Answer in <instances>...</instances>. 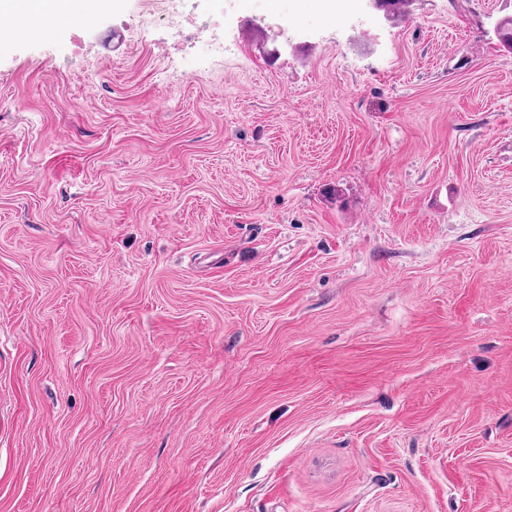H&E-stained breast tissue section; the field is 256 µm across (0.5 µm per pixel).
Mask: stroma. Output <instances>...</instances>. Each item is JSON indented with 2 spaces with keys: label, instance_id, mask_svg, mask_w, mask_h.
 <instances>
[{
  "label": "stroma",
  "instance_id": "1",
  "mask_svg": "<svg viewBox=\"0 0 512 512\" xmlns=\"http://www.w3.org/2000/svg\"><path fill=\"white\" fill-rule=\"evenodd\" d=\"M157 7L0 44V512H512V0ZM220 31V32H218ZM198 56L202 59H224L231 43L224 37V18L205 25L198 36Z\"/></svg>",
  "mask_w": 512,
  "mask_h": 512
}]
</instances>
